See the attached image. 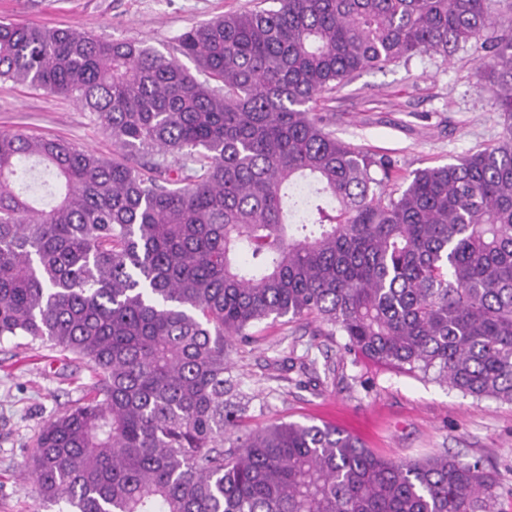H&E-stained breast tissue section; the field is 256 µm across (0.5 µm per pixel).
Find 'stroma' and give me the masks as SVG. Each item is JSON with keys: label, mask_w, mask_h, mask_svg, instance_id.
Returning a JSON list of instances; mask_svg holds the SVG:
<instances>
[{"label": "stroma", "mask_w": 512, "mask_h": 512, "mask_svg": "<svg viewBox=\"0 0 512 512\" xmlns=\"http://www.w3.org/2000/svg\"><path fill=\"white\" fill-rule=\"evenodd\" d=\"M273 0H0V17L32 27L74 29L96 38H134L175 56L177 35L216 17L273 8ZM479 56L426 54L365 70L314 105L337 139L395 165L391 188L413 172L494 145L503 130L476 85ZM61 139L111 155V139L75 102L0 81V131ZM229 371L250 403L245 422L333 423L390 459L433 455L480 462L512 512V403L463 395L433 380L377 367L320 335L318 323H263L229 353ZM92 382L88 365L49 344L0 340V512H50L28 473L34 439L74 406Z\"/></svg>", "instance_id": "1"}]
</instances>
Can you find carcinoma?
<instances>
[{"instance_id": "1", "label": "carcinoma", "mask_w": 512, "mask_h": 512, "mask_svg": "<svg viewBox=\"0 0 512 512\" xmlns=\"http://www.w3.org/2000/svg\"><path fill=\"white\" fill-rule=\"evenodd\" d=\"M176 38L0 20V80L70 98L107 157L0 131V339L83 360L29 469L56 512H499L478 462L379 456L331 423L242 427L229 347L310 319L344 349L512 403V29L491 0H276ZM474 44L497 144L412 174L326 131L356 73ZM251 254L242 263L239 256Z\"/></svg>"}]
</instances>
